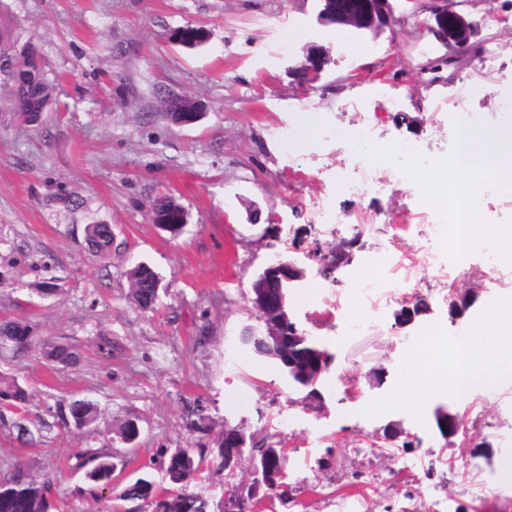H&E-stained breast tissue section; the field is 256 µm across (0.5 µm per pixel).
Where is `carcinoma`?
Here are the masks:
<instances>
[{
	"mask_svg": "<svg viewBox=\"0 0 512 512\" xmlns=\"http://www.w3.org/2000/svg\"><path fill=\"white\" fill-rule=\"evenodd\" d=\"M0 74L7 77L9 92L12 97L13 111L23 115L27 121L35 122L42 114V107L50 102L53 86L47 78L41 56L26 57L17 64H12L11 57L0 54ZM154 222L171 237H178L184 229L181 224L183 206L170 196H161L150 203ZM86 238L99 252L106 253L112 248V229L108 224H89ZM133 299L143 311L153 309L159 296L155 285L159 282L155 270L143 263L136 264L130 271ZM0 339L9 341L22 349L30 345L31 332L27 325L14 320L0 322ZM256 352L264 357L274 353L273 360L278 364L288 383L300 388V380L288 369V342L278 348L255 345ZM70 420L88 422L95 420V407L89 402L78 400L68 405ZM111 457L108 455H91L85 464L86 480L97 488H102L111 477ZM201 461L186 448H180L163 459L161 470L169 481L181 485V492L171 499L156 501V482L150 477H140L127 484L121 497L126 501L157 503L156 512H209V502L201 495L188 490ZM48 481L39 480L21 468H17L0 478V512H51L52 504L47 497Z\"/></svg>",
	"mask_w": 512,
	"mask_h": 512,
	"instance_id": "obj_1",
	"label": "carcinoma"
}]
</instances>
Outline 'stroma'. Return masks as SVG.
<instances>
[{
    "label": "stroma",
    "instance_id": "stroma-1",
    "mask_svg": "<svg viewBox=\"0 0 512 512\" xmlns=\"http://www.w3.org/2000/svg\"><path fill=\"white\" fill-rule=\"evenodd\" d=\"M435 6L391 0L393 22L374 35L319 24L316 0H0L17 45L37 47L54 84L32 124L17 120L0 85V321L27 324L33 336L24 349L0 344V383L27 392L22 403L0 399V472L18 464L51 479L53 512H154L121 500L123 487L149 473L172 497L179 487L160 468L162 451L200 449L190 489L220 512L216 447L230 424L286 451L288 500L262 495L252 512H512V477L502 474L512 458V384L477 388L456 406L461 430L450 441L432 413L455 406L446 391L421 414L370 411L398 387V365L413 358L409 339L458 333L450 292L479 286L482 306L512 297V271L494 273V257L476 247L455 285L427 273L416 289L393 284L367 330L347 326L354 277L374 273L367 258H406L429 244L419 183L387 181L375 166L382 189L337 190L339 172L359 174L356 141L443 159L457 94L484 129L512 96V0H451L474 23L461 53L433 34ZM186 24L211 31L206 47L169 42ZM311 43L330 48L333 61L309 85L293 71ZM169 94L209 110L197 123H173L162 108ZM161 195L189 214L178 238L153 222L149 202ZM321 201L344 221L315 223ZM89 224L111 225L108 255L89 250ZM354 237L360 247L337 280L321 276L309 251ZM276 255L304 268L290 315L333 356L319 407L239 342L259 323L252 285ZM140 262L161 278L152 311L131 294L128 273ZM47 280L56 291L45 296ZM417 295L428 313L398 326L396 313ZM58 345L74 363L47 358ZM78 399L97 408L81 430L66 421ZM196 403L197 430L187 416ZM129 421L139 429L130 443L121 438ZM20 422L41 440L21 439ZM390 422L419 447L385 440ZM94 453L118 464L109 489L84 479ZM475 477L484 496L462 491Z\"/></svg>",
    "mask_w": 512,
    "mask_h": 512
}]
</instances>
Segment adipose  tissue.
Listing matches in <instances>:
<instances>
[{"instance_id":"adipose-tissue-1","label":"adipose tissue","mask_w":512,"mask_h":512,"mask_svg":"<svg viewBox=\"0 0 512 512\" xmlns=\"http://www.w3.org/2000/svg\"><path fill=\"white\" fill-rule=\"evenodd\" d=\"M467 134L481 144V151L462 152L422 173L426 196L431 205L449 215V230L459 248L490 239L499 244L505 259L512 260V225L477 223L473 209L474 198L484 186L512 185V124L493 132L471 127ZM471 322L474 331L464 337L446 377H434L426 365L416 364L406 382L377 404V411L401 403L420 413L440 388H447L463 402L485 378L512 379V300L483 307Z\"/></svg>"}]
</instances>
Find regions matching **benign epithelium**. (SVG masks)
Wrapping results in <instances>:
<instances>
[{
    "instance_id": "benign-epithelium-1",
    "label": "benign epithelium",
    "mask_w": 512,
    "mask_h": 512,
    "mask_svg": "<svg viewBox=\"0 0 512 512\" xmlns=\"http://www.w3.org/2000/svg\"><path fill=\"white\" fill-rule=\"evenodd\" d=\"M322 8L319 20L323 24L338 28H353L361 32L380 33L390 26L393 18L389 7V0H320ZM435 27L433 32L445 45L454 50L464 49L470 39L473 23L463 14L448 7L447 0L434 10ZM331 64L330 49L318 44H311L304 50V58L295 69L301 79L314 81ZM345 249L338 248L332 254H325L321 250L313 251V259L321 267L339 270L344 263ZM304 272L294 262L281 260L268 265L258 276L253 285V304L261 314L263 327L259 329L248 328L241 335L242 345L248 347L256 336H264L270 341L280 342L283 337L288 340L305 338L299 331L288 313V307L280 301L271 302L267 289L273 282L295 285L302 280ZM327 352L316 348L303 366V374L315 372L313 381H318L329 370L325 363ZM435 424L440 435L445 438L455 436L460 427L459 417L449 408L439 407L435 413ZM224 475L227 491L224 495V512H248L249 487L236 482L237 470L243 460H248L253 476L269 471L267 460H259L255 449L247 448L245 431L238 426H224Z\"/></svg>"
}]
</instances>
